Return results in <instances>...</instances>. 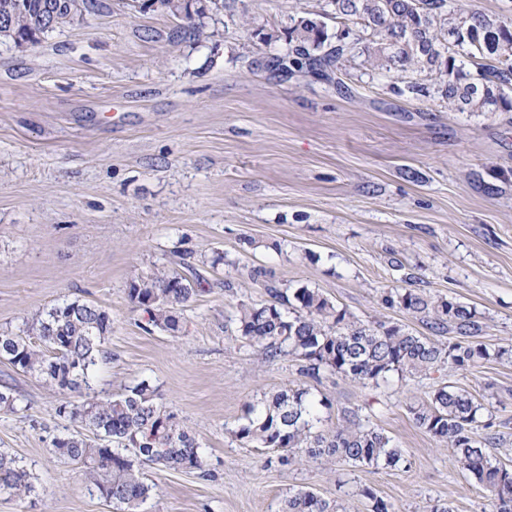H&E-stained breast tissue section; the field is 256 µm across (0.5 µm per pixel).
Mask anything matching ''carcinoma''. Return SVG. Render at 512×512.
<instances>
[{
	"mask_svg": "<svg viewBox=\"0 0 512 512\" xmlns=\"http://www.w3.org/2000/svg\"><path fill=\"white\" fill-rule=\"evenodd\" d=\"M99 0H0V37L16 46L34 45L60 26L99 10ZM326 7L344 29L331 32L318 18L292 16L288 55L276 60L290 72L341 71L363 37L351 22L369 33L364 47L374 68L426 74L432 84L413 82L409 90L424 96L434 89L461 112H512V13L487 15L468 0H327ZM270 300L243 305L237 332L265 357H292L300 373L316 378L323 370L353 381L377 383L391 373L427 375L444 368L466 369L491 356L503 357L473 340L480 326L459 302L435 300L411 288H391L384 301L426 322L433 333L452 328L457 341L442 345L397 325L364 323L313 288L267 286ZM195 293L192 282L175 270L132 279L127 297L143 314L145 329L173 337L183 330L182 310ZM112 317L100 306L64 300L24 327L0 330V359L42 380L62 396L58 416L83 431L56 437L52 452L85 469L89 490L116 512H140L152 486L142 466L197 471L207 476L200 444L187 427L159 403L147 379L118 395L93 385V373L109 355ZM301 387L281 389L248 404L233 430L247 444L288 453L289 464L344 461L354 467H406L403 450L384 432L355 420L320 430L318 407ZM418 428L453 450L461 468L492 496V512H512V468L493 461L488 446L498 437L481 435L482 405L462 390L437 388L423 401L407 405ZM18 411L13 388L0 385V412ZM131 454H125V451ZM34 491L30 473L11 454L0 451V496L22 497ZM361 494L371 512H395L369 487ZM280 512H346L336 500L298 490L284 499Z\"/></svg>",
	"mask_w": 512,
	"mask_h": 512,
	"instance_id": "obj_1",
	"label": "carcinoma"
}]
</instances>
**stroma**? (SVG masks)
I'll use <instances>...</instances> for the list:
<instances>
[{"mask_svg": "<svg viewBox=\"0 0 512 512\" xmlns=\"http://www.w3.org/2000/svg\"><path fill=\"white\" fill-rule=\"evenodd\" d=\"M100 2L38 44L0 42V329L65 299L111 314L97 389L150 380L196 430L208 472L146 468L141 512H278L301 489L371 512L364 484L396 512H491L490 492L407 404L445 384L470 393L512 466V356L369 385L330 371L305 379L298 361L264 359L238 337L234 314L265 300L270 281L421 333L383 301L421 289L472 310L490 350L512 348V112L415 97L399 72L360 57L337 81L282 76L273 62L288 53L291 16L320 13L323 0H224L194 32L146 0ZM182 259L205 279L186 330L146 332L127 284ZM3 382L22 409L0 412V450L32 470L37 493L0 498V512H114L50 451L70 426L59 395L0 361ZM299 383L328 399L324 427L357 415L409 468L283 466L277 450L235 438L246 403Z\"/></svg>", "mask_w": 512, "mask_h": 512, "instance_id": "35a3bbf8", "label": "stroma"}]
</instances>
